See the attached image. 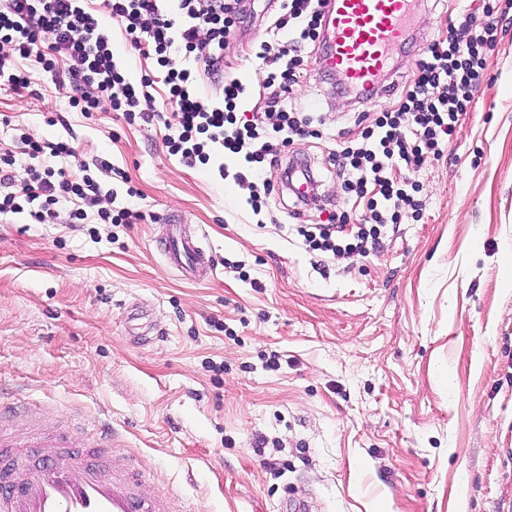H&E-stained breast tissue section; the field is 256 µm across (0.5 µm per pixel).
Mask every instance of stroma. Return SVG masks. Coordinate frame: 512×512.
<instances>
[{"mask_svg":"<svg viewBox=\"0 0 512 512\" xmlns=\"http://www.w3.org/2000/svg\"><path fill=\"white\" fill-rule=\"evenodd\" d=\"M483 7L422 0L417 38L364 105L305 54L293 97L305 110L318 99L324 134L283 156L319 180L306 223L359 222L333 154L358 135V114L399 101L428 37ZM277 10L255 0L224 42L241 109L259 99L254 53ZM21 66L30 92L0 84V153H13L17 180L33 164L26 133L71 142L76 156L52 166L86 164L101 185L76 223L78 199L47 224L0 215V405L25 407V429L109 424L113 452L137 455L172 512H285L306 497L312 512H512V23L486 55L488 86L414 175L419 217L383 225L363 257L306 248L288 189L274 188L259 221L249 185L168 154L163 122L130 125L106 104L80 112L67 61L54 74ZM121 207L141 220L97 216ZM169 215L205 233L195 277L157 248Z\"/></svg>","mask_w":512,"mask_h":512,"instance_id":"stroma-1","label":"stroma"}]
</instances>
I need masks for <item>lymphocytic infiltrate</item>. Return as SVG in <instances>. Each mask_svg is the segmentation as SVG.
<instances>
[{
    "instance_id": "f902f5d3",
    "label": "lymphocytic infiltrate",
    "mask_w": 512,
    "mask_h": 512,
    "mask_svg": "<svg viewBox=\"0 0 512 512\" xmlns=\"http://www.w3.org/2000/svg\"><path fill=\"white\" fill-rule=\"evenodd\" d=\"M331 0H282L281 13L271 28V40L261 42L256 59L265 69L263 88L267 107L277 122L265 126L260 113L241 120L238 103L245 92L236 79L225 81L216 100L203 99L199 75L175 68L172 51L204 58L219 68L224 40L234 32L245 0H0V80L14 90L29 88L25 71L16 59H35L45 71L56 69L58 58L69 62L71 83L81 94L73 105L91 113L102 104L121 114L127 123L149 122L153 113L141 109L155 83H163L173 111L166 119L172 135L165 143L170 155L190 168L215 167L220 178L249 183L248 203L253 213L268 206L274 189L271 172L281 170V149L294 137H318L324 117L305 112L289 99L301 76L303 61L298 47L326 45L323 20ZM500 8L491 0L484 19L465 14L449 24L446 35L429 41L399 104L379 112L358 138L345 142L335 159L349 197L365 204L363 222L347 231V215L330 216L325 224L297 225L296 232L311 250L363 255L382 224L399 223L419 202L408 182L397 181V168L417 171L439 159L445 138L451 137L484 83L486 52L498 37L495 19ZM121 21L126 41L152 68L139 84L128 81L112 44L101 32V15ZM24 150L35 161L27 182L15 183L12 153H0V214L28 213L32 223L56 218L57 206L77 198L96 205L100 186L90 175L66 172L46 165V156H72L76 150L65 140L43 142L27 136ZM239 158L240 167L229 172L221 156Z\"/></svg>"
}]
</instances>
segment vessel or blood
<instances>
[{"label": "vessel or blood", "instance_id": "b4317fda", "mask_svg": "<svg viewBox=\"0 0 512 512\" xmlns=\"http://www.w3.org/2000/svg\"><path fill=\"white\" fill-rule=\"evenodd\" d=\"M412 0H333L326 17L330 51L324 61L359 92L373 90L388 67L389 50L408 34ZM201 238L170 223L158 243L168 262L191 273ZM34 448L40 465L22 461ZM0 512H168L150 490L135 454L112 453V434L85 443L77 432H0Z\"/></svg>", "mask_w": 512, "mask_h": 512}]
</instances>
